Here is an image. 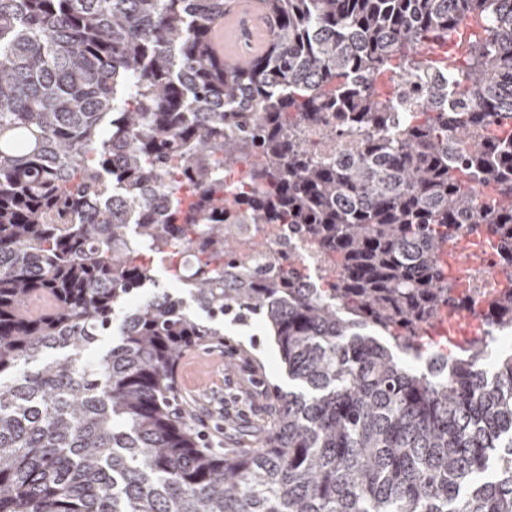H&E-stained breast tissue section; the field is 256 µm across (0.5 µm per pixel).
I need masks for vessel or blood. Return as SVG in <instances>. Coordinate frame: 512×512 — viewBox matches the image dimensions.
Returning <instances> with one entry per match:
<instances>
[{
	"label": "vessel or blood",
	"instance_id": "vessel-or-blood-1",
	"mask_svg": "<svg viewBox=\"0 0 512 512\" xmlns=\"http://www.w3.org/2000/svg\"><path fill=\"white\" fill-rule=\"evenodd\" d=\"M272 28L262 0H228L223 16L212 26L214 49L226 60L241 61L266 47Z\"/></svg>",
	"mask_w": 512,
	"mask_h": 512
}]
</instances>
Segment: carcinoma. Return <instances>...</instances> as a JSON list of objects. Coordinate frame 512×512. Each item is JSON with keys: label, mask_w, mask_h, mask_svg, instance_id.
Segmentation results:
<instances>
[{"label": "carcinoma", "mask_w": 512, "mask_h": 512, "mask_svg": "<svg viewBox=\"0 0 512 512\" xmlns=\"http://www.w3.org/2000/svg\"><path fill=\"white\" fill-rule=\"evenodd\" d=\"M265 4L269 49L234 66L226 0H0V512H512V352L490 375L485 340L425 371L394 352L460 302L439 259L462 223L507 245L512 332V0ZM429 69L397 121L379 80ZM310 129L357 148L323 161ZM240 162L259 190L224 183ZM226 224H287L338 274L256 275ZM149 254L180 288L137 302ZM254 314L293 386L226 454L171 409V369Z\"/></svg>", "instance_id": "1"}]
</instances>
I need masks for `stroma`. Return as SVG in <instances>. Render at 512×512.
<instances>
[{
    "mask_svg": "<svg viewBox=\"0 0 512 512\" xmlns=\"http://www.w3.org/2000/svg\"><path fill=\"white\" fill-rule=\"evenodd\" d=\"M220 329L222 341L180 355L174 408L188 413L195 429L224 450L257 448L276 405L271 388L287 387V370L259 317H228Z\"/></svg>",
    "mask_w": 512,
    "mask_h": 512,
    "instance_id": "35a3bbf8",
    "label": "stroma"
}]
</instances>
